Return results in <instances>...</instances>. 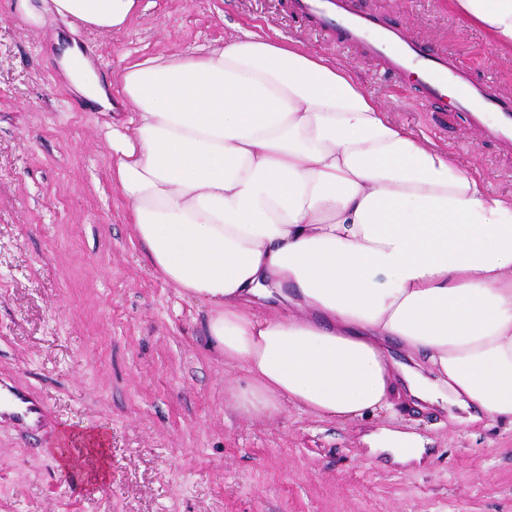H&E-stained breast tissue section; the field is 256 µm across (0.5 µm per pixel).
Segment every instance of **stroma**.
<instances>
[{
    "label": "stroma",
    "instance_id": "1",
    "mask_svg": "<svg viewBox=\"0 0 512 512\" xmlns=\"http://www.w3.org/2000/svg\"><path fill=\"white\" fill-rule=\"evenodd\" d=\"M434 53L453 52L512 95V57L452 0H351ZM254 31L350 65L363 90L417 138L512 198V157L413 98L411 81L310 28L290 0H138L101 33L52 13L26 22L0 0V379L44 403L51 428L0 422V512H512V430L465 411L397 406L350 421L284 405L248 416V382L207 334V306L151 269L112 184V117L81 109L55 34L92 46L103 82L131 62ZM386 427L418 437L420 462L370 452ZM103 432L109 470L73 480L71 436Z\"/></svg>",
    "mask_w": 512,
    "mask_h": 512
}]
</instances>
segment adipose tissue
Listing matches in <instances>:
<instances>
[{
    "instance_id": "ef3b65f1",
    "label": "adipose tissue",
    "mask_w": 512,
    "mask_h": 512,
    "mask_svg": "<svg viewBox=\"0 0 512 512\" xmlns=\"http://www.w3.org/2000/svg\"><path fill=\"white\" fill-rule=\"evenodd\" d=\"M137 0H49L88 28ZM512 54V0H453ZM77 94L124 111L112 183L157 274L208 306L245 414L348 421L444 398L512 426V198L394 122L352 69L246 31ZM398 340L423 371L387 359Z\"/></svg>"
}]
</instances>
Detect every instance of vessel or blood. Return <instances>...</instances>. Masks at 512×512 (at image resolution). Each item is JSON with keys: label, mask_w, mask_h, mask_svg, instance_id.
<instances>
[{"label": "vessel or blood", "mask_w": 512, "mask_h": 512, "mask_svg": "<svg viewBox=\"0 0 512 512\" xmlns=\"http://www.w3.org/2000/svg\"><path fill=\"white\" fill-rule=\"evenodd\" d=\"M296 10L313 20L327 35L348 46H359L384 64L385 73L400 77L419 72V98L438 106L454 96L455 111L479 128L504 155H512V102L492 94L488 84L445 55L427 53L395 28L376 24L350 9L348 0H294ZM0 418L23 432L38 435L48 425L43 402L29 392L0 384Z\"/></svg>", "instance_id": "obj_1"}]
</instances>
